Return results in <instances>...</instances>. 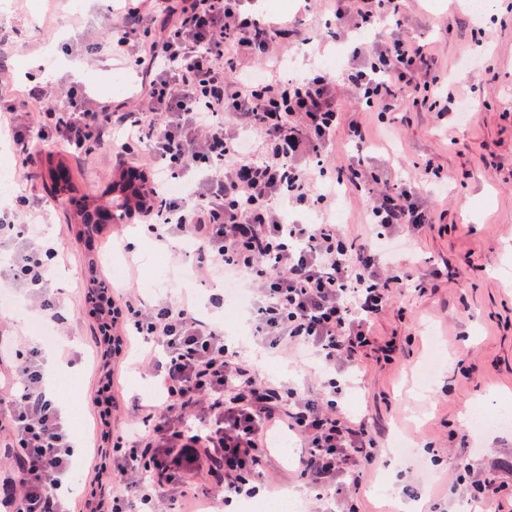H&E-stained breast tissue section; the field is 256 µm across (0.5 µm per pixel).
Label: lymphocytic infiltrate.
Instances as JSON below:
<instances>
[{
  "mask_svg": "<svg viewBox=\"0 0 512 512\" xmlns=\"http://www.w3.org/2000/svg\"><path fill=\"white\" fill-rule=\"evenodd\" d=\"M398 13L399 0H336L338 23L359 31ZM291 33L289 21H265L247 0H134L102 45L146 63L134 107L91 98L76 83L50 82L30 91L32 110L9 105L0 113L24 168L38 146L79 158L106 146L121 166L138 168L147 156L200 172L201 182L186 184L179 196L154 184L159 207L148 213L149 233L163 245L185 243L196 278L224 273L243 280L254 345L310 351L320 361L314 386L264 377L245 348L198 318L188 299L148 305L135 289L117 294L116 321L162 354L137 362L152 371L158 394L137 401L112 439L110 512H161L206 480L220 486L225 502L255 497L265 484L269 437L283 424L303 449L299 476L316 501L312 512H322L328 490L338 496V512H356L345 490L376 464L370 425L345 416L341 403L350 368L377 349L375 323L407 274L375 263L370 246L342 225L283 221L284 204L327 211L336 201L335 188L318 186L306 159L321 158L338 127L352 142L365 139L360 121L343 119L335 79L273 75L270 65L283 58ZM344 81L364 109L396 110L405 87L429 110L440 105L423 46L400 35L350 67ZM349 184L366 191L372 226L419 230L433 221L430 207L390 169H353ZM47 219L45 208L20 195L15 210L0 212V243ZM56 256L34 243L13 277L57 328L63 319L47 290L48 262ZM41 353V346L30 347L12 377L0 381V422L21 471L11 480L14 499L20 512H74L63 489L76 476L75 442L49 392ZM455 482L496 512L512 506V483L494 470L466 467Z\"/></svg>",
  "mask_w": 512,
  "mask_h": 512,
  "instance_id": "1",
  "label": "lymphocytic infiltrate"
}]
</instances>
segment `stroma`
<instances>
[{"instance_id":"stroma-1","label":"stroma","mask_w":512,"mask_h":512,"mask_svg":"<svg viewBox=\"0 0 512 512\" xmlns=\"http://www.w3.org/2000/svg\"><path fill=\"white\" fill-rule=\"evenodd\" d=\"M41 2L19 0L8 22H0V73L12 78L0 85V99L24 109L28 89L51 75L63 84L80 83L97 98L134 100L142 78L133 63L105 52L88 53L117 26V0H52L48 20L37 24L31 16ZM256 7L270 20L287 18L297 27L280 70L285 79L318 70L343 77L346 69L364 61L372 43L397 33L424 43L434 62L448 97L447 111L415 107L407 97L397 115L363 114L367 141L352 144L344 130H337L325 152V178L335 181L339 170L356 164L368 171L388 166L435 213L434 224L420 231L398 228L390 233L392 254L410 275L375 324L377 336L394 350L388 356L369 353L344 397L345 412L368 419L381 446L376 466L355 491L357 512H403L406 503L415 504L417 512H428L435 503L446 505L448 512H468L452 484L454 472L464 465L480 468L490 459L512 467V426L494 424L501 407L512 405V0H489L479 16L461 8L458 0H402V25L387 22L361 35L339 31L333 0H258ZM47 159V153H35L29 184L48 210L45 238L65 253L48 285L72 315L67 335L45 347L42 359L53 380L59 365L75 364L81 370L86 432L80 438L83 451L75 457L77 482L93 485L102 460L93 405L100 377L114 373L116 430L135 400L151 396L153 382L120 356L104 357L94 349L97 320L90 304L80 301L89 259L100 256L118 230L145 301L183 295L205 308L224 282L185 281V265L174 264L169 247L155 242L141 221L119 227L111 223L92 240L77 239L71 217L84 195L108 201L117 169L105 148L82 160L69 159L77 190L54 198L41 178ZM366 208L365 196L345 187L328 217L309 209L289 211L287 219L307 224L326 219L368 238L375 231L367 224ZM26 247L19 239L0 249V291L22 307L4 317L12 322L22 350L37 340L23 318L38 311L12 274L15 256ZM158 259L168 265L172 278L154 293L147 285L157 274ZM435 344L443 354L442 372L428 390L416 391L414 374ZM255 365L262 376L300 383L319 370L316 360L300 364L294 356L263 351L256 354ZM477 409L484 410L490 426L470 425L465 414ZM278 435L287 439L289 449L272 446L267 468L276 482L259 495L294 491L307 501L299 479V444L287 429Z\"/></svg>"}]
</instances>
